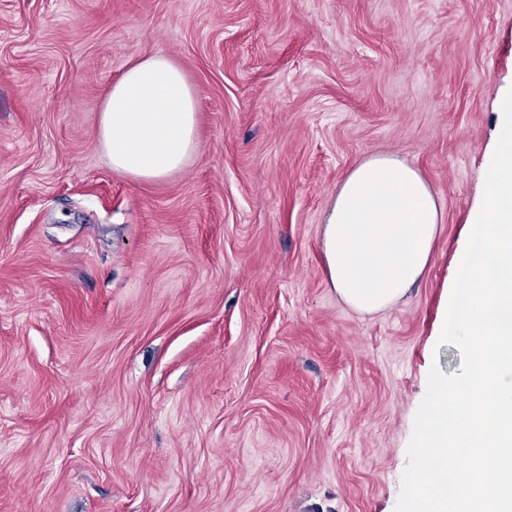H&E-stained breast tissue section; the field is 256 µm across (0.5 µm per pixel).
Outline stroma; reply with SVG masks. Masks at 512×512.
Wrapping results in <instances>:
<instances>
[{
	"instance_id": "obj_1",
	"label": "stroma",
	"mask_w": 512,
	"mask_h": 512,
	"mask_svg": "<svg viewBox=\"0 0 512 512\" xmlns=\"http://www.w3.org/2000/svg\"><path fill=\"white\" fill-rule=\"evenodd\" d=\"M164 55L197 146L113 170L109 86ZM512 88V0H0V512H395ZM443 207L377 314L324 274L351 168Z\"/></svg>"
}]
</instances>
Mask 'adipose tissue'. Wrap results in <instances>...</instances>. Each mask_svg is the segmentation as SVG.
<instances>
[{
	"instance_id": "adipose-tissue-1",
	"label": "adipose tissue",
	"mask_w": 512,
	"mask_h": 512,
	"mask_svg": "<svg viewBox=\"0 0 512 512\" xmlns=\"http://www.w3.org/2000/svg\"><path fill=\"white\" fill-rule=\"evenodd\" d=\"M114 170L156 180L183 169L196 147L195 92L169 58L125 68L99 113ZM440 199L420 172L394 156L355 166L336 190L322 229L325 274L353 310H386L408 295L434 257Z\"/></svg>"
}]
</instances>
